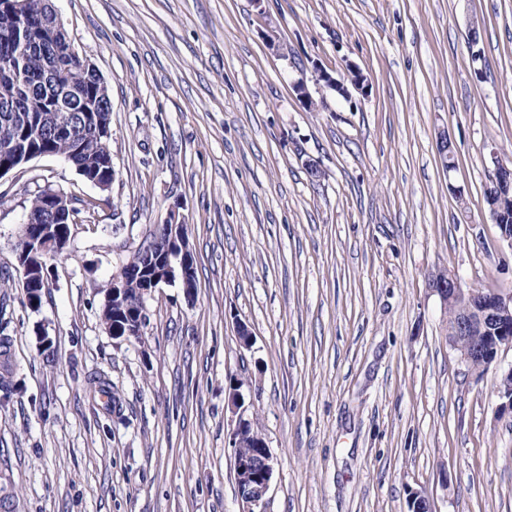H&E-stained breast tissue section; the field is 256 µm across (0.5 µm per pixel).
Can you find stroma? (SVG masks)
Returning a JSON list of instances; mask_svg holds the SVG:
<instances>
[{
    "mask_svg": "<svg viewBox=\"0 0 512 512\" xmlns=\"http://www.w3.org/2000/svg\"><path fill=\"white\" fill-rule=\"evenodd\" d=\"M52 3L108 85L116 174L103 190L44 156L0 178V483L17 512H243L233 377L277 461L266 512H408L413 490L433 512H512L496 396L512 350L472 371L431 286L447 270L512 293L484 200L492 156L512 162V0ZM351 66L368 95L314 82ZM48 186L90 208L34 311L14 245ZM173 209L196 288L161 285L141 338H112L103 290Z\"/></svg>",
    "mask_w": 512,
    "mask_h": 512,
    "instance_id": "35a3bbf8",
    "label": "stroma"
}]
</instances>
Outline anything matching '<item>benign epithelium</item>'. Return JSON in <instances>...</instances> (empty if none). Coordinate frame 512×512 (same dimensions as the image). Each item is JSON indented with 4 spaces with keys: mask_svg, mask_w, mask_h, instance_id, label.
<instances>
[{
    "mask_svg": "<svg viewBox=\"0 0 512 512\" xmlns=\"http://www.w3.org/2000/svg\"><path fill=\"white\" fill-rule=\"evenodd\" d=\"M24 0H4L0 4V16L15 25L18 34L20 55L29 53L35 41L31 37L33 28L26 24V14L22 10ZM38 29L47 31L57 40L58 46L73 57L78 54L65 36L57 15L53 14L39 20ZM46 84L48 86L47 105L43 111L53 114V131L62 130L58 113L74 111L73 103H79V111L94 120L98 126L97 146L104 147L112 137V129L101 122V114L112 111V101L107 95V83L99 72L86 62H81L80 76L73 78L57 70L55 62L46 66ZM330 85L343 96H349L348 87H353L362 95H368L370 82L367 77L353 66L349 68L346 81L333 78L329 73L318 70L315 82ZM494 170L491 176L500 197L508 196L512 182L500 181V167L503 163L496 150H491ZM71 196L60 190L47 189L46 223L24 224L15 242L17 269L19 271L24 296L31 309L39 308V289L46 285V263L34 264L26 258L32 252L44 258L59 253L69 239L68 208ZM167 236L164 247L147 265H135L128 262L112 273V281L106 296L107 306L112 308V325L106 327L114 337H133L142 334L147 322L144 299L162 284L180 280L184 289L190 288L194 271V258L189 248L187 224L177 221L176 213H170L166 225ZM135 289L139 303L130 305L126 295ZM434 291L444 305H453L457 309L453 335L448 337L451 346L460 354L466 365H471L477 357H487L493 361L505 348L512 349V293H487L481 289L463 290L457 277L441 272L433 279ZM490 333L486 344L463 349L459 345L461 338L475 330ZM500 409L512 413V367L503 372L497 389ZM232 413L236 415L235 425L230 435L232 448H260L262 452L248 455L234 454V471L238 496L245 505L244 512H265L266 495L273 477L275 461L270 450L265 448L261 437L252 433L253 421L245 415L244 396L238 391L229 395Z\"/></svg>",
    "mask_w": 512,
    "mask_h": 512,
    "instance_id": "benign-epithelium-1",
    "label": "benign epithelium"
}]
</instances>
